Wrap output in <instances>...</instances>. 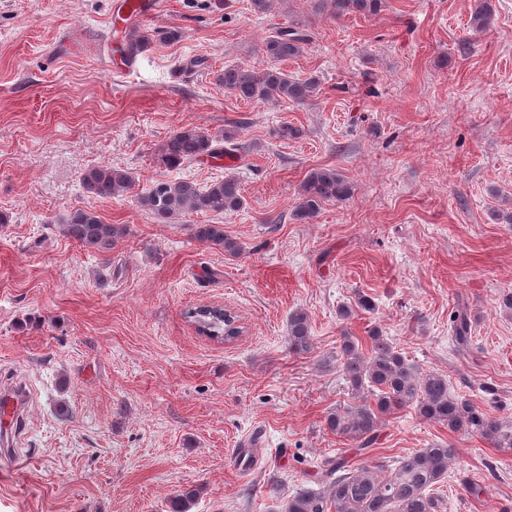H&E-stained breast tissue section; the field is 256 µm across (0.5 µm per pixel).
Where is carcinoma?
<instances>
[{
  "instance_id": "carcinoma-1",
  "label": "carcinoma",
  "mask_w": 512,
  "mask_h": 512,
  "mask_svg": "<svg viewBox=\"0 0 512 512\" xmlns=\"http://www.w3.org/2000/svg\"><path fill=\"white\" fill-rule=\"evenodd\" d=\"M386 0H310L311 11L339 19L347 15L375 16L384 10ZM494 20L490 0H473L468 27L481 33ZM123 44L127 55L134 56L149 42V35L136 28L128 30ZM311 41L306 25L298 21L277 28L261 44L268 60L265 67L226 65L219 81L231 96L247 102L304 104L320 92L316 76L294 78L279 64L300 56ZM224 143L194 127L175 132L156 150L154 161L166 170L178 169L201 157L219 158L238 147L237 131H224ZM84 188L106 198L131 191L135 181L130 173L108 165L94 166L82 177ZM353 186L342 174L326 167H314L305 175L294 219L306 224L315 219L329 202H342L352 196ZM240 182L226 176L205 186L191 181L155 182L140 197V205L161 223L185 213L233 214L244 206ZM62 234L79 245L110 250L124 235V230L107 224L93 211L77 209L61 226ZM195 238L211 249L234 256L241 246L224 235L222 224H198ZM375 302L357 294L354 304L343 305L338 314L347 320L356 313H373ZM190 322L224 335L231 341L241 327L235 316L219 311L190 309ZM450 329L459 349L466 351L472 342V321L467 312L457 309L449 318ZM288 348L295 354H308L314 348L310 320L306 312L296 310L288 320ZM349 390L350 403L327 412L326 427L334 434L352 441L356 450L368 453L377 445L385 419L401 409H411L422 420L448 429L452 434L481 437L501 451L512 450V421L504 420L469 395L449 388L448 377L436 371H423L403 352L387 342L374 326L367 336H342L336 354ZM457 448L447 441L419 448L396 462L390 472L379 460L360 464L338 455L326 462L322 475L324 489L301 485L282 503L281 512H448V494L441 482L455 461ZM197 491L182 490L168 502L170 512H190Z\"/></svg>"
}]
</instances>
